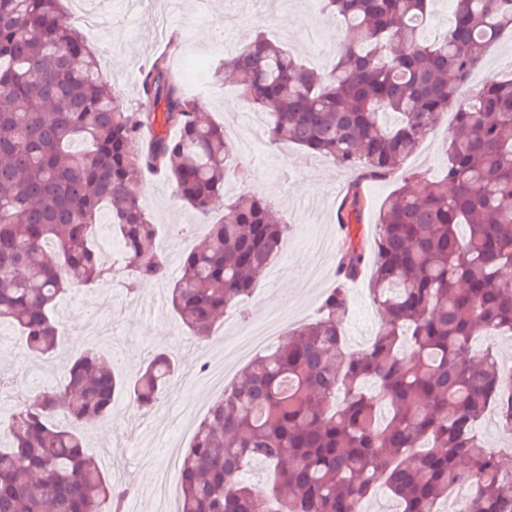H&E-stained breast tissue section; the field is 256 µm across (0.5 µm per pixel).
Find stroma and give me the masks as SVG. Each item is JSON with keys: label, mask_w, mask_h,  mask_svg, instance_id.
<instances>
[{"label": "stroma", "mask_w": 512, "mask_h": 512, "mask_svg": "<svg viewBox=\"0 0 512 512\" xmlns=\"http://www.w3.org/2000/svg\"><path fill=\"white\" fill-rule=\"evenodd\" d=\"M96 14V28L81 33L98 51L103 77L130 105L143 100L139 75L160 52H167L176 69H199L201 63L219 66L222 55L212 51L216 30L232 21V47L240 49L255 34L288 48L311 68L326 72L336 62L344 25L322 13L318 0H289L279 10L267 0H137L125 7L122 0H88ZM512 79V34L504 33L486 51L484 63L471 77L469 89L489 80ZM202 108L219 123L239 122L252 143L247 157L252 176L247 185H229V192L247 189L266 197L290 226L281 252L266 278L239 307V317L223 321L204 340L190 336L167 302L169 288L180 272L182 256L207 231L195 213L178 198L170 178L150 175L138 186L140 199L158 226L156 244L166 255L167 276L128 291L121 277L94 286L72 288L59 305L63 323L61 350L52 358L31 359L26 343L11 326H0V373L13 389L0 402V425L14 411L16 390L56 385L69 354L96 347L124 380H134L143 361L166 350L179 373L161 397V406L143 412L126 393L116 395L107 420L87 429L88 455L118 484L130 486L123 512H154L150 473L163 467L173 448H188L191 434L181 432L192 407L208 389L196 377L200 349L227 352L244 325L262 321L269 313L288 314L286 332L317 316L323 293L335 287L334 268L343 241L339 214L343 199L338 186H350L354 171L337 167L325 158L312 157L292 144L269 143L264 130L268 117L254 111L231 83L199 82L193 90ZM453 123L443 117L400 171L382 180L363 182L365 201L359 224L363 243H371L374 222L384 199L403 183L405 175L440 178L446 165L445 145ZM350 308L342 324L346 351L366 347L376 335L381 315L374 306L367 275L347 285Z\"/></svg>", "instance_id": "1"}]
</instances>
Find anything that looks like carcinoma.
I'll return each mask as SVG.
<instances>
[{
  "label": "carcinoma",
  "instance_id": "carcinoma-1",
  "mask_svg": "<svg viewBox=\"0 0 512 512\" xmlns=\"http://www.w3.org/2000/svg\"><path fill=\"white\" fill-rule=\"evenodd\" d=\"M61 2L0 0V324L48 356L68 289L119 273L133 292L163 278L157 226L131 190L158 170L208 225L170 292L184 329L205 338L252 293L289 226L245 191L209 221L212 200L243 181L224 126L203 118L164 52L142 69L145 101L130 108ZM320 2L345 26L328 72L258 34L205 77L231 79L268 114L270 143L361 180L393 173L451 110L448 164L441 179L417 192L406 181L379 208L370 295L383 321L370 345L344 350L348 291H327L318 317L254 357L199 423L178 512H356L380 488L400 512H439L466 480L475 493L460 512H512V452L475 433L490 410L512 432V366L473 345L512 334V80L462 94L486 49L512 33V0H452L448 28L432 40L423 25L433 0ZM344 205L338 277L350 281L367 259L352 230L359 183ZM104 215L118 268L92 235ZM176 371L158 352L127 383L103 353L74 355L61 383L31 391L11 416L0 512H121L128 489L84 452L81 427L109 416L119 391L151 409ZM255 462L271 468V483L235 481Z\"/></svg>",
  "mask_w": 512,
  "mask_h": 512
}]
</instances>
